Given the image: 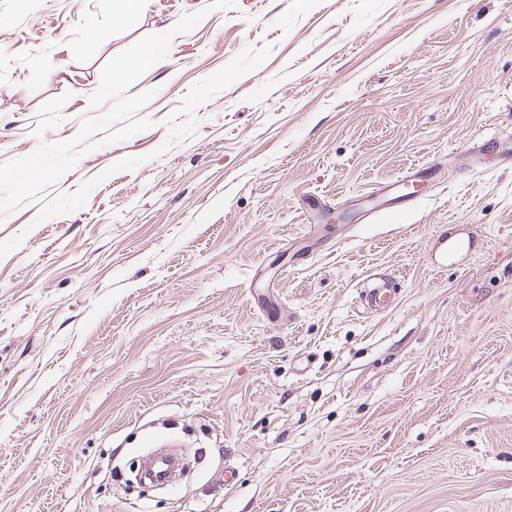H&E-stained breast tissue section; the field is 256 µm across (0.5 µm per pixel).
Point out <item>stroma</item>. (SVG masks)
I'll use <instances>...</instances> for the list:
<instances>
[{
    "instance_id": "1",
    "label": "stroma",
    "mask_w": 512,
    "mask_h": 512,
    "mask_svg": "<svg viewBox=\"0 0 512 512\" xmlns=\"http://www.w3.org/2000/svg\"><path fill=\"white\" fill-rule=\"evenodd\" d=\"M211 3L0 0V162L202 15L127 90L152 128L0 220V512H512V0ZM164 437L204 464L128 493ZM437 172L436 165L431 162L419 164L401 179L375 188L368 197L377 199V202L363 212V224L402 222L407 214L427 198V195L418 194V191L413 192L407 186H418L419 183L433 185L436 183ZM397 290L392 282H382L366 291L363 301L369 309L382 312L394 304L398 295Z\"/></svg>"
}]
</instances>
